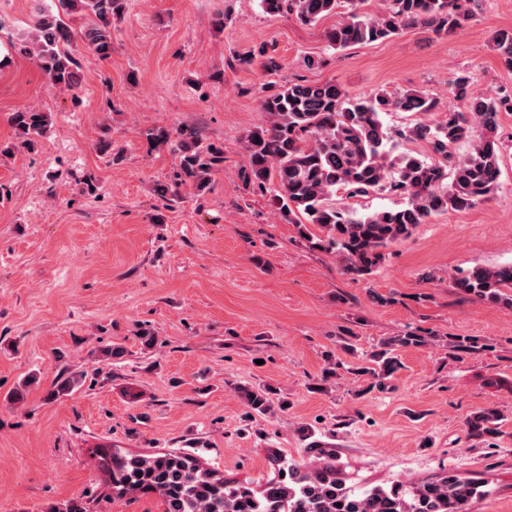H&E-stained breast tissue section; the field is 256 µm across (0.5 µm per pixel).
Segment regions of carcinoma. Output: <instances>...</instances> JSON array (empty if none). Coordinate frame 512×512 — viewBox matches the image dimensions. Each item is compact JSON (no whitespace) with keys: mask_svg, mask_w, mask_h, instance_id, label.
<instances>
[{"mask_svg":"<svg viewBox=\"0 0 512 512\" xmlns=\"http://www.w3.org/2000/svg\"><path fill=\"white\" fill-rule=\"evenodd\" d=\"M384 8L367 14L365 0H261L269 14H293L304 24L344 8V17L327 35L329 46L344 50L356 45L388 40L404 29L422 25L436 32L464 28L472 19L473 0H383ZM55 11L42 10L30 40H20V51L32 56L51 86L70 88L78 61L67 49L73 33L66 18L86 19L81 37L85 45L105 59L112 53V21L120 16L123 0H54ZM493 47L512 67V31L499 30ZM455 96L467 101L464 112L450 111L444 119L422 120L412 138L431 145L435 159L397 150L383 121L392 111H437L439 101L418 90L399 95L379 93L352 97L334 82L290 83L261 101L264 124L243 137L248 165L238 169L244 186L260 192L272 190L281 218L296 225L306 238L308 226L323 233L318 244L334 249L344 268L369 274L383 259V249L408 238L430 216L473 206L498 186L502 155L498 138L499 112H512V94L474 92L469 79L457 78ZM25 144L42 134L48 116L31 110L17 111L10 119ZM464 140L470 153L457 157L453 147ZM179 167L184 179L205 188L210 172L224 163L221 150L205 144L195 129H183L178 143ZM351 195L398 192L406 203L397 209L357 212L338 208L331 197L338 189ZM466 294L512 310V266L477 267L456 280ZM427 339L413 331L390 337L374 354L376 367L363 368L379 378L392 376L400 361V347L419 346ZM80 375L60 376L53 394L73 392ZM234 391L250 410L264 414L271 408L273 389L268 384L239 383ZM500 416L494 410L466 420L470 435L483 440L498 433ZM309 440L306 458L296 461L272 457L273 473L257 486L226 481L186 454H126L119 449L97 448L109 475L112 494L153 493L163 512H471L477 499L489 494L486 484L448 471L434 480L395 482L387 487L355 490L338 477L336 453L303 426Z\"/></svg>","mask_w":512,"mask_h":512,"instance_id":"cac0c4a2","label":"carcinoma"}]
</instances>
